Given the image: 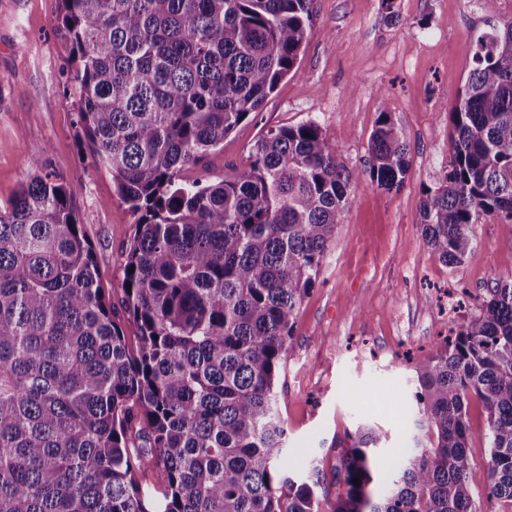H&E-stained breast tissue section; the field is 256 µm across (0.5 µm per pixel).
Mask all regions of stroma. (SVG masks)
Masks as SVG:
<instances>
[{
  "label": "stroma",
  "instance_id": "35a3bbf8",
  "mask_svg": "<svg viewBox=\"0 0 512 512\" xmlns=\"http://www.w3.org/2000/svg\"><path fill=\"white\" fill-rule=\"evenodd\" d=\"M61 8V0H0V203L26 182L29 148L41 149L46 171L74 192L117 305L135 218L77 125ZM311 9L312 34L294 69L187 175L217 181L245 170L263 134L304 123L326 129L347 165L363 170L379 112L402 127L409 178L391 193L362 178L298 312L276 389L291 458L331 469L336 442L369 423L382 434L373 457L384 481L415 433L416 364L497 281L512 280L511 221L485 216L471 225L473 248L454 267L432 254L419 226L423 191L448 165L449 108L471 69L473 41L512 18V0H394L390 12L382 0H312Z\"/></svg>",
  "mask_w": 512,
  "mask_h": 512
}]
</instances>
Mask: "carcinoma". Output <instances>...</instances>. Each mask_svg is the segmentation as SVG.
<instances>
[{"label": "carcinoma", "instance_id": "obj_1", "mask_svg": "<svg viewBox=\"0 0 512 512\" xmlns=\"http://www.w3.org/2000/svg\"><path fill=\"white\" fill-rule=\"evenodd\" d=\"M61 29L77 123L137 216L131 291L121 323L73 191L29 150L28 181L0 205V512H475L473 396L486 500L512 512V280L416 367L415 446L385 493L372 426L336 445L332 501L324 470L287 456L275 389L362 173L313 123L269 131L218 183L186 171L293 70L310 0H62ZM449 142L420 224L455 266L470 225L512 220V19L476 37ZM369 153L370 181L400 190L410 147L392 113ZM468 422L472 434L468 450L477 481L474 484V503L477 512H486L489 510L483 482V470L488 457L487 444L483 438L486 427V412L476 398H473L471 401Z\"/></svg>", "mask_w": 512, "mask_h": 512}]
</instances>
